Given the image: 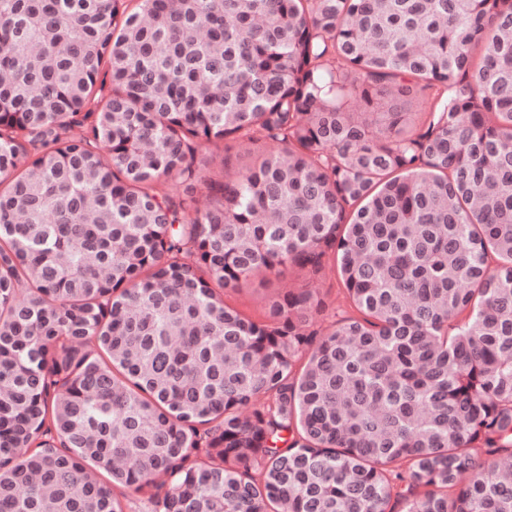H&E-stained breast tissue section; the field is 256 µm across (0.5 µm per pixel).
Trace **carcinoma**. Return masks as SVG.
<instances>
[{
	"label": "carcinoma",
	"mask_w": 512,
	"mask_h": 512,
	"mask_svg": "<svg viewBox=\"0 0 512 512\" xmlns=\"http://www.w3.org/2000/svg\"><path fill=\"white\" fill-rule=\"evenodd\" d=\"M330 261L327 329L224 300ZM505 457L512 0H0V512H512ZM314 286L320 291L327 305L325 316L318 318V326L325 329L330 327L335 321L355 314L354 308L345 297V292L340 283L337 270H334L332 262L328 264Z\"/></svg>",
	"instance_id": "1"
}]
</instances>
